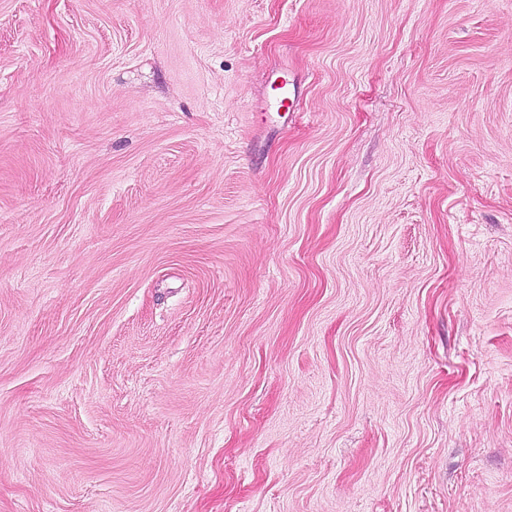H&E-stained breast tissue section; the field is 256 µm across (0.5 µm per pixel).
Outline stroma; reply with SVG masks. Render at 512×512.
<instances>
[{
    "label": "stroma",
    "mask_w": 512,
    "mask_h": 512,
    "mask_svg": "<svg viewBox=\"0 0 512 512\" xmlns=\"http://www.w3.org/2000/svg\"><path fill=\"white\" fill-rule=\"evenodd\" d=\"M0 512H512V0H0Z\"/></svg>",
    "instance_id": "obj_1"
}]
</instances>
